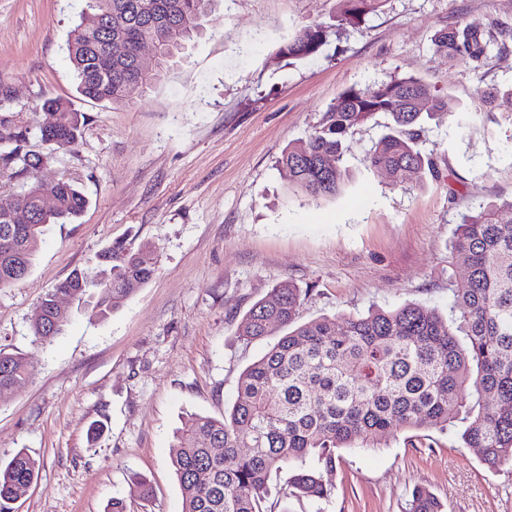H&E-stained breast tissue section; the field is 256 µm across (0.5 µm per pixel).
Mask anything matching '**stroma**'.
I'll use <instances>...</instances> for the list:
<instances>
[{
  "instance_id": "35a3bbf8",
  "label": "stroma",
  "mask_w": 512,
  "mask_h": 512,
  "mask_svg": "<svg viewBox=\"0 0 512 512\" xmlns=\"http://www.w3.org/2000/svg\"><path fill=\"white\" fill-rule=\"evenodd\" d=\"M84 0H0V113L31 130L47 155L23 181L0 171V195L59 179L89 204L50 225L28 276L0 290V348L33 365L0 392V464L18 449L40 464L10 512H182L170 462L190 415L230 410L242 371L285 330L247 344L237 327L273 288L293 283L300 321L418 303L449 314L451 242L462 214L512 199V120L486 104L512 87V0H386L357 27L336 25V0H220L176 65L135 107L79 95L68 39ZM330 26L322 51L291 60L279 48L307 24ZM489 35L476 60L437 52L439 30ZM412 75L450 94L455 116L425 123L417 148L430 170L400 187L369 164L389 119L377 113L345 140L349 185L312 201L289 191L277 160L304 140L344 90ZM70 102L85 123L75 146L52 149L38 130L43 103ZM122 241L154 251L152 280L108 319L68 301L52 342L29 319L74 269ZM105 424L89 441L93 421ZM153 489L141 499L136 480ZM322 507L271 483L265 512H405L414 487L444 512H512V465L492 470L478 449L436 429L386 434L375 447L338 451Z\"/></svg>"
}]
</instances>
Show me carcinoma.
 Masks as SVG:
<instances>
[{
	"label": "carcinoma",
	"instance_id": "cac0c4a2",
	"mask_svg": "<svg viewBox=\"0 0 512 512\" xmlns=\"http://www.w3.org/2000/svg\"><path fill=\"white\" fill-rule=\"evenodd\" d=\"M216 0H86L71 32L69 60L77 91L84 97L131 107L175 63L185 45L202 31ZM339 25H356L384 0H337ZM327 27H302L281 48L292 60L319 53ZM110 40L131 47L152 41L160 53L148 68L134 52L107 69L100 49ZM436 51L452 60L477 59L486 42L482 32L454 26L435 33ZM491 102L512 113V87L490 93ZM42 141L73 146L85 116L67 103L49 100ZM454 113L452 99L425 80L395 76L377 88L351 87L322 115L306 139L288 145L278 167L288 188L312 200L332 199L346 184L342 167L348 133L376 113L390 117L389 131L375 143L370 164L390 185L419 174L425 160L416 147L421 125L439 113ZM28 128L0 113V167L25 176L40 161L25 150ZM334 166H326V159ZM55 205L41 207L40 192L29 186L0 196V289L28 274L47 226L79 217L88 200L79 187L60 180L52 187ZM24 206L31 223L15 224L11 214ZM464 277L449 281L452 311L410 303L371 309L342 320L323 316L298 322L301 290L281 284L242 318L238 337L251 342L270 327L288 328L260 359L240 375L237 398L220 420L193 415L176 433L171 463L180 484L182 512H263L273 477L291 473V493L327 499L332 485L324 474L335 467L336 450L366 448L402 428L453 432L481 451L491 469L512 463V200L489 204L462 216L450 248ZM155 271L149 246L136 250L116 242L98 256V270H75L48 293L30 317L35 340L49 343L62 334L68 316L60 296L90 299L106 319L144 287ZM31 373L27 359L0 349V389ZM39 463L19 449L0 465V512L18 489L33 483ZM407 512H443L439 501L417 487Z\"/></svg>",
	"mask_w": 512,
	"mask_h": 512
}]
</instances>
